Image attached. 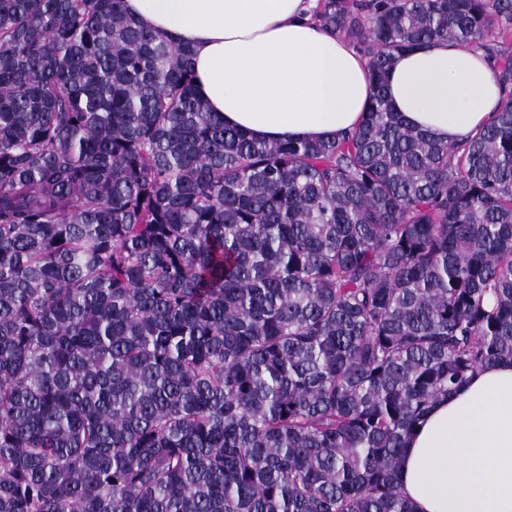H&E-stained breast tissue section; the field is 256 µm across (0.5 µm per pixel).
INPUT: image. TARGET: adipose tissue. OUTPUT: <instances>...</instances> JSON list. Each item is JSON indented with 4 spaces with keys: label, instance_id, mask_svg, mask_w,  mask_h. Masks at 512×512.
I'll return each mask as SVG.
<instances>
[{
    "label": "adipose tissue",
    "instance_id": "ef3b65f1",
    "mask_svg": "<svg viewBox=\"0 0 512 512\" xmlns=\"http://www.w3.org/2000/svg\"><path fill=\"white\" fill-rule=\"evenodd\" d=\"M316 0H125L153 33L190 45L198 95L225 125L265 141L333 139L366 112L363 56L311 19ZM388 98L444 143L467 140L503 103L482 52L445 40L400 53ZM415 512H512V364L478 369L434 401L406 443Z\"/></svg>",
    "mask_w": 512,
    "mask_h": 512
}]
</instances>
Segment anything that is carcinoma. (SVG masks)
<instances>
[{
	"label": "carcinoma",
	"instance_id": "obj_1",
	"mask_svg": "<svg viewBox=\"0 0 512 512\" xmlns=\"http://www.w3.org/2000/svg\"><path fill=\"white\" fill-rule=\"evenodd\" d=\"M124 0H0V512H413L436 399L512 364V0H316L361 124L265 142ZM482 51L444 144L397 54ZM387 92L410 125L444 143L467 140L503 103L483 53L445 40L400 53L390 69Z\"/></svg>",
	"mask_w": 512,
	"mask_h": 512
}]
</instances>
